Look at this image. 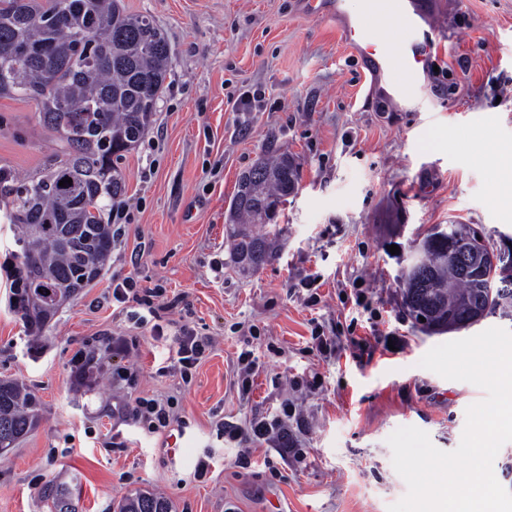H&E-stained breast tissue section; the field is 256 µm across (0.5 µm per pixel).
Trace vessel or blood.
Listing matches in <instances>:
<instances>
[{
    "label": "vessel or blood",
    "instance_id": "vessel-or-blood-1",
    "mask_svg": "<svg viewBox=\"0 0 512 512\" xmlns=\"http://www.w3.org/2000/svg\"><path fill=\"white\" fill-rule=\"evenodd\" d=\"M303 13L335 19L345 42L365 50L364 68L370 88L378 93L384 109L417 105L428 76L426 60L442 37L441 13L436 0H364L350 11L347 0H299ZM391 21L397 39L369 51L376 24Z\"/></svg>",
    "mask_w": 512,
    "mask_h": 512
}]
</instances>
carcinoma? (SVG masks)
<instances>
[{"instance_id":"1","label":"carcinoma","mask_w":512,"mask_h":512,"mask_svg":"<svg viewBox=\"0 0 512 512\" xmlns=\"http://www.w3.org/2000/svg\"><path fill=\"white\" fill-rule=\"evenodd\" d=\"M29 48L21 61L0 59V98L33 101L39 123L62 151L37 174L19 178L0 166V220L18 225V260L27 277L20 293L24 318L44 325L59 305L105 270L112 253L110 202L124 180L114 159L148 131L170 71V48L147 15L130 14L120 0H0V42ZM72 184L59 186L63 179ZM249 191L237 189L229 207L232 261L256 270L276 249L277 231L259 235L295 191L299 170L286 155L263 157L243 171ZM422 257V278L403 275L402 301L432 311L448 330L470 327L476 309H495L487 285L464 276L448 258V239L464 241L468 224H447ZM39 421L34 394L0 380V449H10ZM117 512H171L168 501L138 493Z\"/></svg>"}]
</instances>
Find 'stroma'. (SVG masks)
Segmentation results:
<instances>
[{
    "instance_id": "35a3bbf8",
    "label": "stroma",
    "mask_w": 512,
    "mask_h": 512,
    "mask_svg": "<svg viewBox=\"0 0 512 512\" xmlns=\"http://www.w3.org/2000/svg\"><path fill=\"white\" fill-rule=\"evenodd\" d=\"M441 2L430 90L419 110L384 112L335 25L298 13L295 0H122L162 30L172 70L151 127L117 162L131 221L102 276L34 331L0 288V379L40 403L38 426L0 453V512H113L142 492L164 495L172 512H387L407 493L387 443L395 429L459 446L467 407L486 393L419 361L434 346L512 330V318L424 332L402 305L399 255L451 220L512 245V212L493 202L512 163L433 141L448 131L512 145V0ZM257 88L260 111H234ZM38 112L0 98V165L24 176L58 148ZM269 148L292 157L301 179L277 218L275 256L243 274L226 217L240 174ZM126 276L152 289L162 338L113 304L112 281ZM185 324L213 340L188 383L173 350ZM245 348L256 358L249 388L235 376ZM80 350L96 364L82 382L71 372ZM118 366L139 368L133 390L171 402L185 430L131 426ZM286 406L299 425L280 455L276 436L249 431ZM221 420L245 440H217ZM210 447L211 471L195 479Z\"/></svg>"
}]
</instances>
